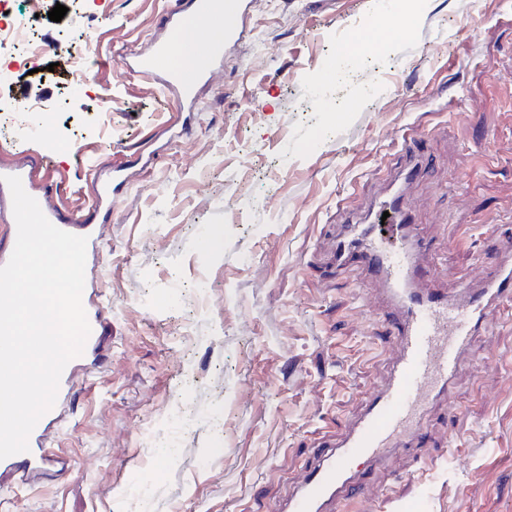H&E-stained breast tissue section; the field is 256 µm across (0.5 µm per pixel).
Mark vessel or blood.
I'll return each mask as SVG.
<instances>
[{
    "mask_svg": "<svg viewBox=\"0 0 512 512\" xmlns=\"http://www.w3.org/2000/svg\"><path fill=\"white\" fill-rule=\"evenodd\" d=\"M241 9V0H176L164 17L168 39L137 57L133 71L160 87L171 100L174 113L194 107L199 85L224 61L227 38L240 34L236 20ZM192 17L202 23L205 34L196 44V65L187 70L175 63L177 49L170 36ZM426 169L413 148H406L400 158V182L370 204L372 221L335 228L334 265L358 260L382 284L381 299L391 309L387 322L392 328L393 362L386 384L370 399L364 414L340 441L325 440L318 445L313 461L277 512H342L347 502L369 494L371 488L362 471L354 468V460L364 459L373 467L416 447L424 415L448 399L449 388L469 357L473 336L490 316L512 305L511 251L490 265L477 286L447 294L425 288V280L439 277L440 271L437 263L426 257L428 246L411 218L408 189ZM100 170L96 163L88 168L95 195L84 214L60 208L53 183L36 184L35 172L27 163L0 165V222H15L4 179L17 176L54 226L86 237L88 248H98L99 225L112 219L113 184L122 177L116 167L111 181L105 182ZM82 304L90 334L82 354L72 359L61 375L59 404L70 396L75 374L94 355L105 326L102 303L92 300L86 291ZM59 404L38 421L29 436L28 451L0 460V478L22 470L55 467L48 431L61 420Z\"/></svg>",
    "mask_w": 512,
    "mask_h": 512,
    "instance_id": "vessel-or-blood-1",
    "label": "vessel or blood"
}]
</instances>
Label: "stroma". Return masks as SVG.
Wrapping results in <instances>:
<instances>
[{"mask_svg":"<svg viewBox=\"0 0 512 512\" xmlns=\"http://www.w3.org/2000/svg\"><path fill=\"white\" fill-rule=\"evenodd\" d=\"M165 3L8 4L45 50L0 69V105L32 102L55 128L1 126L0 155L50 163L74 209L85 165L129 178L86 260L110 323L57 435L75 466L0 481V512H274L387 380L380 284L354 265L324 276L321 247L384 190L407 131L428 160L409 193L434 287L512 248V0H244L185 131L123 66L162 36ZM353 41L362 52L342 54ZM81 42L90 82L73 94ZM472 349L425 440L367 472L384 500L351 512H512V320Z\"/></svg>","mask_w":512,"mask_h":512,"instance_id":"35a3bbf8","label":"stroma"}]
</instances>
